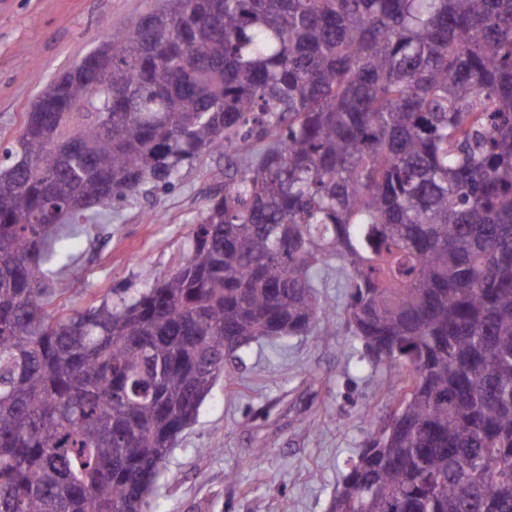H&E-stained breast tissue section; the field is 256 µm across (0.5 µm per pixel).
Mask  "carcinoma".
<instances>
[{
    "label": "carcinoma",
    "instance_id": "obj_1",
    "mask_svg": "<svg viewBox=\"0 0 512 512\" xmlns=\"http://www.w3.org/2000/svg\"><path fill=\"white\" fill-rule=\"evenodd\" d=\"M91 55L0 165V512H146L227 365L338 323L401 400L328 512H512V0H162ZM214 153L173 274L56 306ZM318 287L317 293L322 303L335 305L338 310L343 308L347 301V296L345 288H338L339 284L336 280V272L330 271L328 279L325 278L323 282H319Z\"/></svg>",
    "mask_w": 512,
    "mask_h": 512
}]
</instances>
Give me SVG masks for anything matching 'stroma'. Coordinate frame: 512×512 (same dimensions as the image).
I'll use <instances>...</instances> for the list:
<instances>
[{"label":"stroma","instance_id":"1","mask_svg":"<svg viewBox=\"0 0 512 512\" xmlns=\"http://www.w3.org/2000/svg\"><path fill=\"white\" fill-rule=\"evenodd\" d=\"M157 0H0V151L51 79L70 70L112 28L134 24ZM224 160L182 168L174 185L116 204L112 221L68 243L82 271L62 305L136 292L171 274ZM161 221H151V213ZM343 327L253 344L228 365L178 437L148 512H327L370 420L398 396L359 360Z\"/></svg>","mask_w":512,"mask_h":512}]
</instances>
